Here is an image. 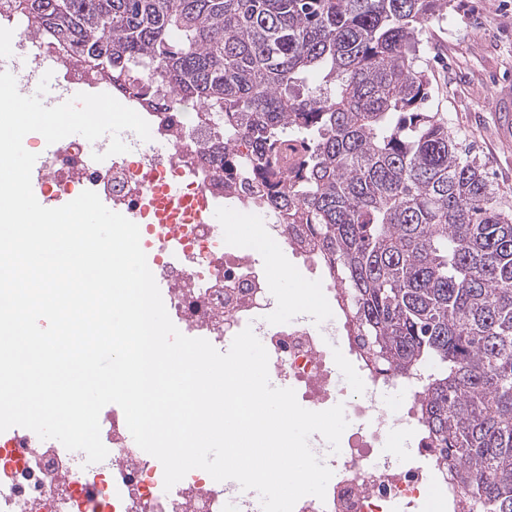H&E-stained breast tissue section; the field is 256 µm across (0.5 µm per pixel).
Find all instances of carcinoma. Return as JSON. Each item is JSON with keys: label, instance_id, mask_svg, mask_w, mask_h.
<instances>
[{"label": "carcinoma", "instance_id": "obj_1", "mask_svg": "<svg viewBox=\"0 0 512 512\" xmlns=\"http://www.w3.org/2000/svg\"><path fill=\"white\" fill-rule=\"evenodd\" d=\"M449 0H13L150 99L224 115L269 206L319 239L381 374L478 512H512V213L427 112L422 33Z\"/></svg>", "mask_w": 512, "mask_h": 512}]
</instances>
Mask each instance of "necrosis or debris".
Listing matches in <instances>:
<instances>
[{"instance_id":"obj_1","label":"necrosis or debris","mask_w":512,"mask_h":512,"mask_svg":"<svg viewBox=\"0 0 512 512\" xmlns=\"http://www.w3.org/2000/svg\"><path fill=\"white\" fill-rule=\"evenodd\" d=\"M0 24L16 32L10 51L35 42L38 53L58 59V80L71 94L112 95L149 123L152 140L170 147L169 153L149 158L127 152L96 163L86 141L65 142L43 157L37 171L46 202L67 203L85 190L111 202L115 212L139 226L148 267L182 334L220 348L251 328L268 352L272 381L294 389L307 409L343 404L355 422L340 453L313 444L333 476L325 499L302 497L294 512H419L429 498L444 512H464L444 463L426 439L413 437L414 462L406 467L379 454L390 431L415 429L413 408L390 410L385 395L396 388L418 398L423 380L373 370L359 337L351 333L344 289L329 278L304 230L284 224L266 205L243 141L225 135L226 166L218 168L206 157L220 125L215 113L189 102L168 110L132 97L121 83L90 69L50 37L34 34L9 0H0ZM224 209L261 224L268 240L300 260L331 318L318 325L298 316L264 321L262 313L273 301L271 267L239 254L225 240L223 225L203 222V213ZM344 364L363 380L362 390L340 379ZM99 423L108 455L89 467L80 452L26 428L0 433V512H224L226 499L234 496L233 485L199 469L165 488L161 463L137 446L119 406L101 411Z\"/></svg>"}]
</instances>
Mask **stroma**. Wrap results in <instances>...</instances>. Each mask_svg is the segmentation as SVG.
<instances>
[{"instance_id": "stroma-1", "label": "stroma", "mask_w": 512, "mask_h": 512, "mask_svg": "<svg viewBox=\"0 0 512 512\" xmlns=\"http://www.w3.org/2000/svg\"><path fill=\"white\" fill-rule=\"evenodd\" d=\"M429 109L480 157L497 195L512 207V0H454L422 35Z\"/></svg>"}]
</instances>
